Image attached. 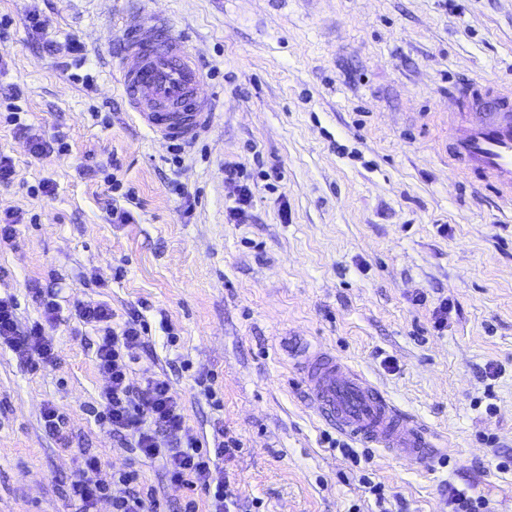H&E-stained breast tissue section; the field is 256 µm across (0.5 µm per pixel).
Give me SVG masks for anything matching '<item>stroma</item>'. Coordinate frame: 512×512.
<instances>
[{
  "label": "stroma",
  "instance_id": "stroma-1",
  "mask_svg": "<svg viewBox=\"0 0 512 512\" xmlns=\"http://www.w3.org/2000/svg\"><path fill=\"white\" fill-rule=\"evenodd\" d=\"M143 9L220 94L194 143L153 139L117 80L115 26ZM483 79L512 82V0H0V154L15 167L0 215L20 217L0 296L56 350L33 370L0 348V512H76L88 456L112 488L95 512H112L130 470L157 512L208 503L100 427L109 379L74 310L100 302L147 327L131 381L167 379L182 406L157 447L238 440L219 462L236 512H449L452 487L512 512V205L448 169V97ZM32 135L63 146L33 155ZM228 164L251 193L241 222ZM114 207L132 221L113 223ZM292 336L421 422L433 467L359 444L344 456ZM50 406L68 447L44 428Z\"/></svg>",
  "mask_w": 512,
  "mask_h": 512
}]
</instances>
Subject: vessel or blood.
<instances>
[{
    "label": "vessel or blood",
    "instance_id": "vessel-or-blood-1",
    "mask_svg": "<svg viewBox=\"0 0 512 512\" xmlns=\"http://www.w3.org/2000/svg\"><path fill=\"white\" fill-rule=\"evenodd\" d=\"M120 28L121 85L136 118L155 138L195 140L210 124V102L196 94L202 76L184 41L165 19L148 13L125 15ZM452 101L458 126L449 169L512 198V87L474 82ZM293 360L310 401L339 434L396 458L429 461L427 429L335 353L305 343Z\"/></svg>",
    "mask_w": 512,
    "mask_h": 512
}]
</instances>
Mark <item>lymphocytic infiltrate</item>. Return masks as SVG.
I'll return each instance as SVG.
<instances>
[{
	"instance_id": "lymphocytic-infiltrate-1",
	"label": "lymphocytic infiltrate",
	"mask_w": 512,
	"mask_h": 512,
	"mask_svg": "<svg viewBox=\"0 0 512 512\" xmlns=\"http://www.w3.org/2000/svg\"><path fill=\"white\" fill-rule=\"evenodd\" d=\"M78 312L84 322L98 328V368L108 374L111 381L104 395L101 426L118 435L130 433L145 458H164L166 474L172 484L210 492L213 512H227L232 499L218 462L233 454L238 445L237 439L227 438L213 449L201 447L191 437L169 448H157L156 437L181 429L183 415L167 380L155 377L137 385L130 381V365L143 344L142 324L131 320L122 328H115L112 311L104 304L82 305ZM2 344L33 368L52 359L55 354L53 345L43 339L39 325L26 328L19 325L14 304L8 299H0Z\"/></svg>"
}]
</instances>
